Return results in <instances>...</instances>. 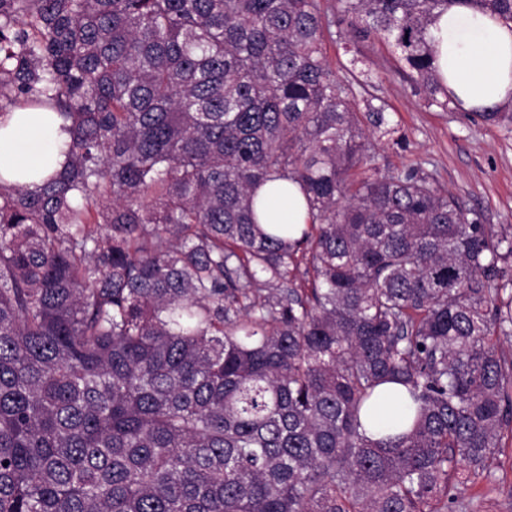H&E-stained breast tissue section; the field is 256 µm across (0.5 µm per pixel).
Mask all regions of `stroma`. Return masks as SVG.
Masks as SVG:
<instances>
[{
	"label": "stroma",
	"instance_id": "obj_1",
	"mask_svg": "<svg viewBox=\"0 0 512 512\" xmlns=\"http://www.w3.org/2000/svg\"><path fill=\"white\" fill-rule=\"evenodd\" d=\"M323 9L332 22L328 61L363 96L386 105L387 120L404 139L400 146L375 139L376 165L422 168L484 223L512 225V106L506 120L485 122L452 105H428L393 46L380 39L354 42L336 0H323ZM452 493L453 512H512V439H503L482 476L456 475Z\"/></svg>",
	"mask_w": 512,
	"mask_h": 512
}]
</instances>
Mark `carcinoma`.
<instances>
[{
	"mask_svg": "<svg viewBox=\"0 0 512 512\" xmlns=\"http://www.w3.org/2000/svg\"><path fill=\"white\" fill-rule=\"evenodd\" d=\"M338 2L448 107L455 0ZM325 38L321 0H0V100L72 132L37 189L0 178V512H448L486 470L512 227L372 165L364 125L396 129ZM288 182L307 223H261ZM391 382L411 407L374 440Z\"/></svg>",
	"mask_w": 512,
	"mask_h": 512,
	"instance_id": "carcinoma-1",
	"label": "carcinoma"
}]
</instances>
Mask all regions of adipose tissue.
<instances>
[{"mask_svg": "<svg viewBox=\"0 0 512 512\" xmlns=\"http://www.w3.org/2000/svg\"><path fill=\"white\" fill-rule=\"evenodd\" d=\"M434 65L455 105L496 112L512 105V23L461 4L431 25ZM68 124L49 109L13 107L0 113V177L28 188L61 172Z\"/></svg>", "mask_w": 512, "mask_h": 512, "instance_id": "obj_1", "label": "adipose tissue"}]
</instances>
